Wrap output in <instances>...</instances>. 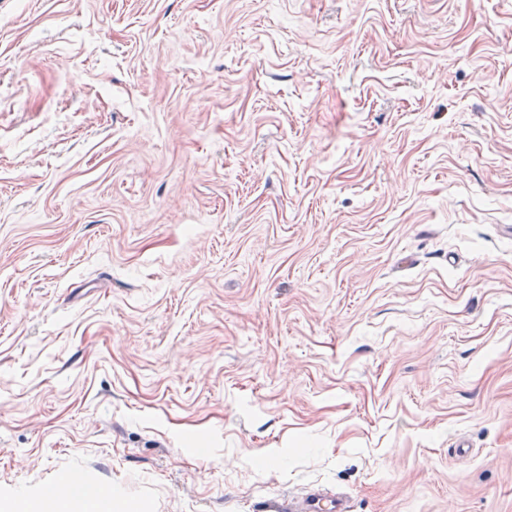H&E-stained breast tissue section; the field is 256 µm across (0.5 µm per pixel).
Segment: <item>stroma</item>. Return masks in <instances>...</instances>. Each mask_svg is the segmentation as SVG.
<instances>
[{
  "instance_id": "stroma-1",
  "label": "stroma",
  "mask_w": 512,
  "mask_h": 512,
  "mask_svg": "<svg viewBox=\"0 0 512 512\" xmlns=\"http://www.w3.org/2000/svg\"><path fill=\"white\" fill-rule=\"evenodd\" d=\"M66 474L512 512V0H0V512Z\"/></svg>"
}]
</instances>
